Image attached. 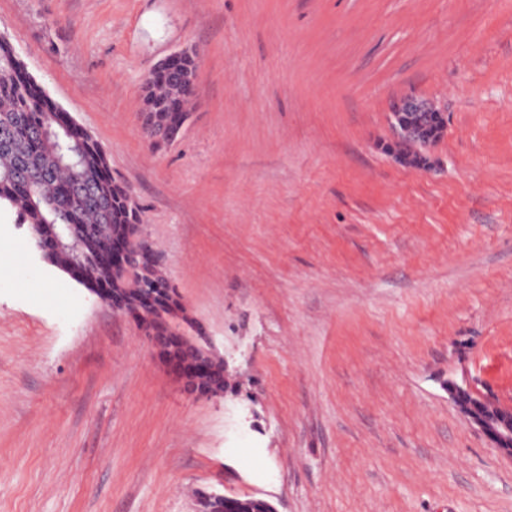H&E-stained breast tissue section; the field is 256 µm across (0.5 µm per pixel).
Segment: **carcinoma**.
I'll return each mask as SVG.
<instances>
[{"instance_id":"1","label":"carcinoma","mask_w":512,"mask_h":512,"mask_svg":"<svg viewBox=\"0 0 512 512\" xmlns=\"http://www.w3.org/2000/svg\"><path fill=\"white\" fill-rule=\"evenodd\" d=\"M145 102L162 107L159 123L171 117L173 105L185 108L177 81L159 76L149 84ZM419 126L421 136L435 143L444 138L448 117L435 106L428 112H402L392 118L394 141L385 151L405 158L409 167L431 168L429 155L415 150L417 141L404 132ZM15 210L35 244L60 237V243L40 255L53 267L90 290L114 288L106 267L82 270L102 262L115 237L143 223L142 211L132 207L126 186L112 176L101 145L80 128L68 112L33 79L20 57L0 44V204ZM199 512H269V503L256 497L214 501L198 493Z\"/></svg>"}]
</instances>
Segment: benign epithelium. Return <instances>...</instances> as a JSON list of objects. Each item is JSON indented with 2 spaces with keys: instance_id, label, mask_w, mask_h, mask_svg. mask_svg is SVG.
Returning a JSON list of instances; mask_svg holds the SVG:
<instances>
[{
  "instance_id": "1",
  "label": "benign epithelium",
  "mask_w": 512,
  "mask_h": 512,
  "mask_svg": "<svg viewBox=\"0 0 512 512\" xmlns=\"http://www.w3.org/2000/svg\"><path fill=\"white\" fill-rule=\"evenodd\" d=\"M187 51L180 50L158 61L146 74L151 78L164 69L178 72V66ZM142 128L150 133V142L159 144L174 141L180 130L163 139L155 134L154 119L150 113L140 112ZM141 257L137 269L128 265L129 250ZM112 276L122 273L126 288H98L91 291L99 303L120 310L129 305L148 306L147 311L136 310L133 318L137 328L149 346L160 355L166 364L183 380L187 392L197 398H212L223 391H215L217 379L224 377V360L208 336L204 327L187 314L180 299L166 303H155L145 297L140 283L167 276L164 257L152 245L150 237L131 229L127 237L112 244ZM448 395L464 417L503 456L512 459V406L501 405L488 397L477 394L466 379L448 378Z\"/></svg>"
}]
</instances>
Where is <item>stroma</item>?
<instances>
[{
	"instance_id": "35a3bbf8",
	"label": "stroma",
	"mask_w": 512,
	"mask_h": 512,
	"mask_svg": "<svg viewBox=\"0 0 512 512\" xmlns=\"http://www.w3.org/2000/svg\"><path fill=\"white\" fill-rule=\"evenodd\" d=\"M224 358L199 399L0 210V512H512L448 379L512 406V0H0ZM200 59L170 146L145 74ZM448 116L435 166L382 150ZM414 101V98H406L397 105V109L402 113H400L398 117H394L395 113L391 116L392 121H390V123L394 131V141L386 144L385 151L394 158L405 157V166L429 169L434 165V162L431 161L429 155L420 153L414 149V147L417 146V141L404 132L402 127L419 125V130L421 131L420 135L423 138L429 139L424 143L423 148L425 149L444 138L448 129V117L425 99L422 101L429 104V112H416V114L403 112V110L410 104H413ZM199 512H269V503L256 497L224 498V503L214 501L206 493H198Z\"/></svg>"
}]
</instances>
